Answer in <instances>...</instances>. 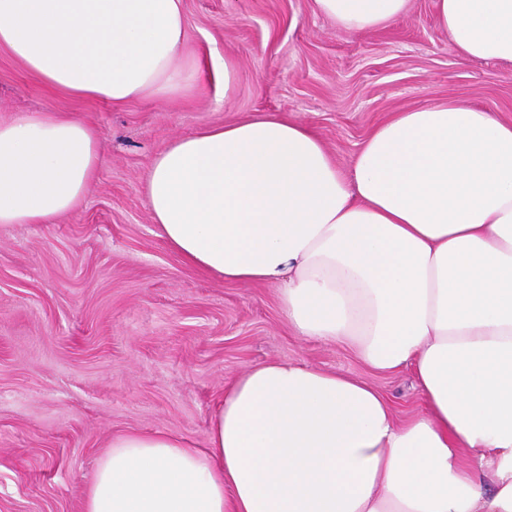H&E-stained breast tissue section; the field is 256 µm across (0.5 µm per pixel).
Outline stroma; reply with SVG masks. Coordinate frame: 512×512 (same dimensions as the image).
I'll use <instances>...</instances> for the list:
<instances>
[{
    "label": "stroma",
    "instance_id": "stroma-1",
    "mask_svg": "<svg viewBox=\"0 0 512 512\" xmlns=\"http://www.w3.org/2000/svg\"><path fill=\"white\" fill-rule=\"evenodd\" d=\"M188 47L229 59L228 95L115 108L50 89L0 48V120L70 114L100 135L102 162L77 207L49 224H0V512H83L114 437L170 432L205 445L225 389L275 360L377 387L400 415L423 400L410 370L385 374L348 347L297 336L271 284L189 267L153 223L143 186L177 137L257 113L315 132L342 172L391 113L440 100L512 120V70L466 60L435 0L350 31L312 0H185Z\"/></svg>",
    "mask_w": 512,
    "mask_h": 512
}]
</instances>
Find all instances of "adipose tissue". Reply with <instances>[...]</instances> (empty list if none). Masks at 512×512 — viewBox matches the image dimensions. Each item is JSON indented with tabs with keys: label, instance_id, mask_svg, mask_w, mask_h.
<instances>
[{
	"label": "adipose tissue",
	"instance_id": "adipose-tissue-1",
	"mask_svg": "<svg viewBox=\"0 0 512 512\" xmlns=\"http://www.w3.org/2000/svg\"><path fill=\"white\" fill-rule=\"evenodd\" d=\"M410 0H313L367 31ZM458 54L512 68V0H437ZM0 47L44 84L122 106L175 100L226 60L186 55L184 0H0ZM101 163L61 112L0 122V224L70 212ZM154 224L191 267L272 283L296 335L412 369L424 409L289 361L250 367L205 447L113 439L84 512H512V121L441 101L393 113L343 176L304 125L256 114L173 140L144 183Z\"/></svg>",
	"mask_w": 512,
	"mask_h": 512
}]
</instances>
